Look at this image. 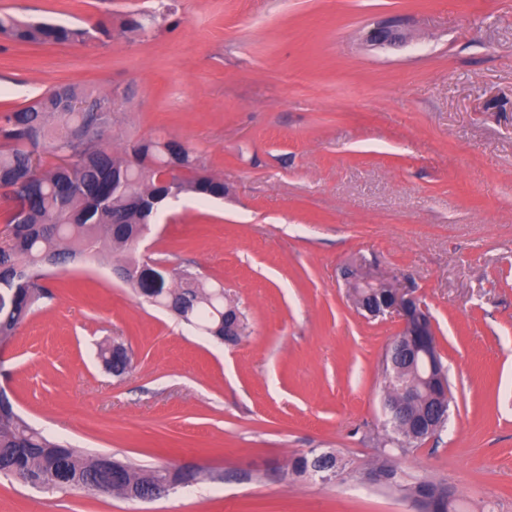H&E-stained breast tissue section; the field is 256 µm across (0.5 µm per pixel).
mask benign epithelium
Listing matches in <instances>:
<instances>
[{
    "instance_id": "obj_1",
    "label": "benign epithelium",
    "mask_w": 512,
    "mask_h": 512,
    "mask_svg": "<svg viewBox=\"0 0 512 512\" xmlns=\"http://www.w3.org/2000/svg\"><path fill=\"white\" fill-rule=\"evenodd\" d=\"M399 29L392 26H383L369 32L367 41L372 44L395 42L401 39ZM347 284L351 297L357 308L367 312L373 317L386 313H396L402 317L403 329L392 342L391 348L405 347L413 356L421 355L426 359L428 377L441 381V390L444 400L432 405L428 412L418 414L411 412L416 403L415 389L401 391V397L390 398L386 405L393 426L406 428L415 432L418 437L426 438L441 426L447 419L448 407L451 399L450 386L446 384L444 368L434 361L428 351L427 337L434 335V330L426 308L421 305L413 291L398 284L391 277H378L366 273H358L352 269L347 276ZM371 288H387V297L374 306L364 303V292ZM239 315L227 307L224 310V340L237 341V325ZM305 474L319 476L323 481H335L340 478V468L336 457L330 453H321L308 459ZM171 484L168 482L150 484L151 493H144V488L132 487L127 490V496L139 501H151L166 495Z\"/></svg>"
}]
</instances>
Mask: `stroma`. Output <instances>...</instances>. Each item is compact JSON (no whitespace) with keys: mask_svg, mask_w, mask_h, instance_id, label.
<instances>
[{"mask_svg":"<svg viewBox=\"0 0 512 512\" xmlns=\"http://www.w3.org/2000/svg\"><path fill=\"white\" fill-rule=\"evenodd\" d=\"M0 0V14L103 24L100 46L0 40V112L57 85L118 97L107 139H177L224 197L182 196L137 258L223 284L232 345L139 298L111 259L45 281L0 344V388L45 434L205 480L155 501L0 477V512H512V0ZM396 18L404 43L367 31ZM407 277L429 311L447 425L393 447L384 400L397 315L369 317L348 267ZM123 344L128 373L99 350ZM333 453L324 483L294 458ZM392 464L399 484L367 482Z\"/></svg>","mask_w":512,"mask_h":512,"instance_id":"obj_1","label":"stroma"}]
</instances>
